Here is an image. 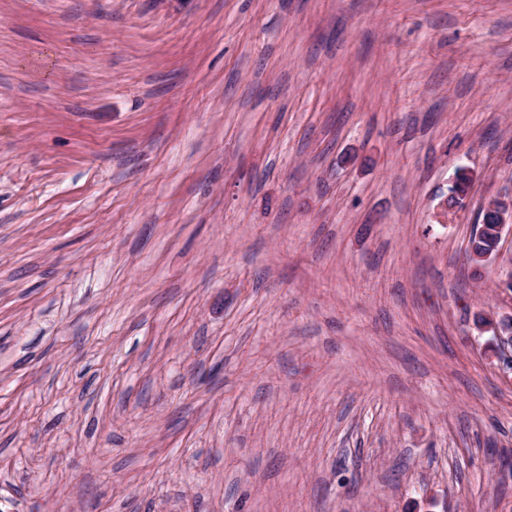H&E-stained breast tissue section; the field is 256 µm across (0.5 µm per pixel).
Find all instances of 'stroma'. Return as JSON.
I'll return each mask as SVG.
<instances>
[{"label":"stroma","mask_w":512,"mask_h":512,"mask_svg":"<svg viewBox=\"0 0 512 512\" xmlns=\"http://www.w3.org/2000/svg\"><path fill=\"white\" fill-rule=\"evenodd\" d=\"M505 195L512 0H0V512H512ZM485 213H492L494 214L497 223L493 224V221L491 220V217H488L484 214L482 215V222L485 221L484 224L479 223L476 225L475 233L473 234L471 241H470V254H481L484 251H486L492 241L495 238V226L499 224L497 227V233H498V244L496 251L494 255H485L483 257H477L476 255H472L470 259H483L486 261V263L491 262L492 260L496 259L501 249L499 250L500 241L502 238L503 230L506 226V224H510L512 222V196H504L500 197L494 200H491L487 203L485 207ZM484 227L483 231H481L479 234L478 232L480 229ZM476 327L480 332H491L492 352L491 357H495L501 365L503 374L512 373V316L504 314L500 317H486L484 322H476ZM510 348V354L505 355V351Z\"/></svg>","instance_id":"1"}]
</instances>
